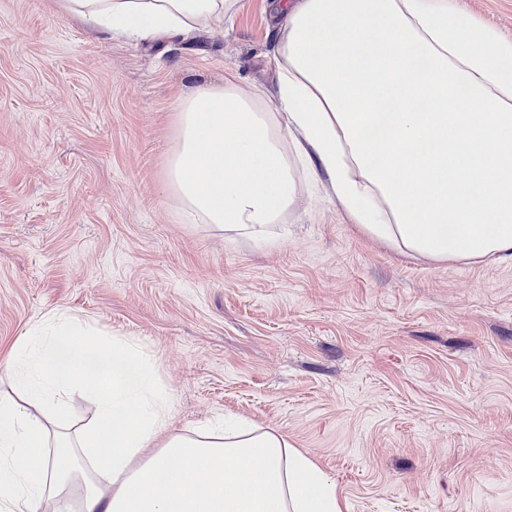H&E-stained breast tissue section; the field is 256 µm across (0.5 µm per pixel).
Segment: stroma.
I'll return each instance as SVG.
<instances>
[{
  "instance_id": "1",
  "label": "stroma",
  "mask_w": 512,
  "mask_h": 512,
  "mask_svg": "<svg viewBox=\"0 0 512 512\" xmlns=\"http://www.w3.org/2000/svg\"><path fill=\"white\" fill-rule=\"evenodd\" d=\"M456 2L512 38V0ZM266 4L156 42L0 0V365L65 309L153 356L176 427H279L346 512H512V262L410 258L305 189L259 247L165 189L180 94L275 90Z\"/></svg>"
}]
</instances>
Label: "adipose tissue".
Masks as SVG:
<instances>
[{"instance_id": "adipose-tissue-1", "label": "adipose tissue", "mask_w": 512, "mask_h": 512, "mask_svg": "<svg viewBox=\"0 0 512 512\" xmlns=\"http://www.w3.org/2000/svg\"><path fill=\"white\" fill-rule=\"evenodd\" d=\"M243 0H54L126 39L230 19ZM277 96L228 79L175 107L166 188L188 223L271 241L300 186L434 263L512 262V39L453 0H271ZM0 391V512H344L287 434L239 417L175 428L138 343L69 311L35 321ZM90 412L63 419L73 402Z\"/></svg>"}]
</instances>
